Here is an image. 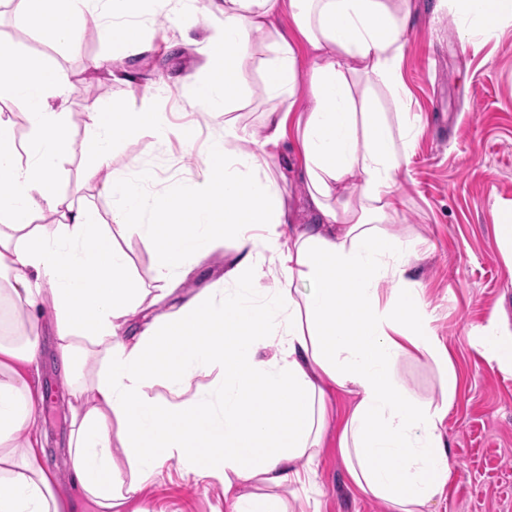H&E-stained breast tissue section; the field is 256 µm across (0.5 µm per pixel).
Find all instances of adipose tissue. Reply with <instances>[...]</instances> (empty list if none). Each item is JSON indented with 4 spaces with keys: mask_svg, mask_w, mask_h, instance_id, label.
<instances>
[{
    "mask_svg": "<svg viewBox=\"0 0 512 512\" xmlns=\"http://www.w3.org/2000/svg\"><path fill=\"white\" fill-rule=\"evenodd\" d=\"M22 2L30 24L64 46L75 44L82 17L111 14L101 34L121 59L146 48L138 16L170 0ZM457 2L488 38L512 17V0ZM180 3L184 19L222 17L208 28L207 65L183 77L178 90L191 104L225 113L224 138L210 145L187 192L157 199L155 223L140 218L150 171L135 179L113 175L112 221L150 247L163 285L225 237L235 238L237 258L224 276L230 292H200L133 333L126 323L143 296L126 255L94 210L57 190L58 157L69 135L65 78L51 65L0 51V85L31 127L22 164L9 126L0 122V276L8 278L0 301L21 318L0 329V512H75L56 492L37 430L44 401L39 327L48 301L56 362L70 395L72 481L90 512H115L135 499L173 457L195 477L221 475L230 512H287L277 490L310 484L336 392L350 398L337 443L350 487L392 512H434L451 474L443 425L458 377L431 332L426 301L410 285L414 244L382 229L399 213L397 175L409 163L413 129L394 128L373 100L353 94L361 80L373 79L406 109L400 65L412 0ZM284 12L293 21L285 32L275 25ZM258 35L269 38L257 60L275 104L264 114L262 139L240 152L234 145L249 133L231 113L245 94L241 66L256 58ZM301 45L310 57L304 75L297 68ZM303 84L312 99L307 109L298 103ZM88 117V182L107 163L116 135L192 139L148 105L93 107ZM287 141L298 150L292 176L306 186V224L295 222L268 173ZM47 210L60 215L49 235L38 223ZM273 268L278 287L259 293ZM385 280L394 285L387 299ZM273 336L280 350L262 358ZM475 337L488 364L512 368L511 325L493 315ZM414 351L440 368L439 399L416 395L398 376V362ZM215 369L222 378L217 400L171 403L147 392L157 381L179 391ZM116 445L133 466L126 481L116 472ZM253 480L264 493L246 491Z\"/></svg>",
    "mask_w": 512,
    "mask_h": 512,
    "instance_id": "1",
    "label": "adipose tissue"
}]
</instances>
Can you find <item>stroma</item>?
I'll use <instances>...</instances> for the list:
<instances>
[{"label":"stroma","instance_id":"obj_1","mask_svg":"<svg viewBox=\"0 0 512 512\" xmlns=\"http://www.w3.org/2000/svg\"><path fill=\"white\" fill-rule=\"evenodd\" d=\"M413 4L401 72L410 92L409 112L419 117L422 130L408 167L397 176L404 204L385 229L403 240L421 241L429 250L411 280L429 305L432 331L447 347L459 378L444 424L452 474L436 509L512 512V371L490 366L473 337L474 328L492 313L512 324V264L495 230L512 211V20L504 21L493 39L474 33L465 38L455 0ZM176 10L172 2L163 11L140 16L149 48L126 59L124 73L117 77L100 26L81 20L76 45L61 47L32 30L19 9L0 11V47L54 65L68 79L69 138L60 154L57 186L62 195L92 207L101 223L112 221V198L103 188L112 174L134 175L138 163L151 170L142 219L155 221L154 198L188 188L197 177L201 151L224 134L223 118L178 96V79L195 72L207 56L202 26H178ZM241 79L246 94L234 115L250 133L239 144L248 151L253 139L261 137L262 114L274 101L263 89L256 60L243 63ZM150 92L174 124L193 131L192 141L117 137L97 183L84 184L89 105L139 107ZM112 234L144 290V304L129 319L135 327L202 290L223 287L224 272L236 256L234 239L225 238L223 246L194 263L159 301L151 250L120 228L113 227ZM40 374L46 400L38 431L46 438L45 460L59 474L57 489L68 495L72 487L63 453L69 428L67 389L52 352H45ZM398 374L417 395L439 398L441 372L427 356L415 352L404 357ZM279 494L289 512H305L310 497L319 512H388L382 501L352 491L339 452L329 445L320 452L310 492L285 487ZM124 512H228V506L220 479L194 478L174 458L137 501L125 504Z\"/></svg>","mask_w":512,"mask_h":512}]
</instances>
